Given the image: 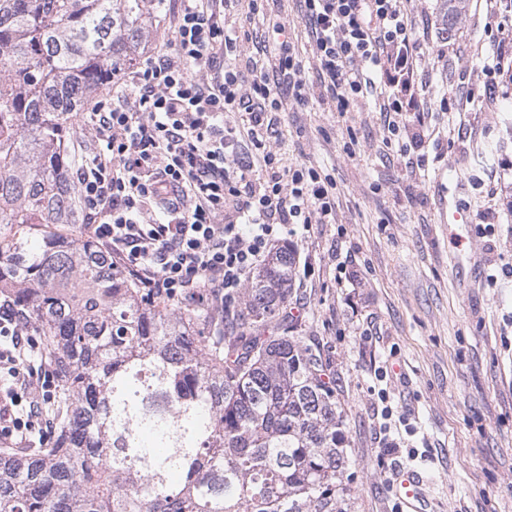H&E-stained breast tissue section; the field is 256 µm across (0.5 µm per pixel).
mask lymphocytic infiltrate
<instances>
[{"label": "lymphocytic infiltrate", "instance_id": "obj_1", "mask_svg": "<svg viewBox=\"0 0 512 512\" xmlns=\"http://www.w3.org/2000/svg\"><path fill=\"white\" fill-rule=\"evenodd\" d=\"M320 82L338 112L387 87L379 110L388 132L403 100L420 108L418 39L400 0H303ZM225 0H180L173 44L117 78L86 113L97 145L76 188L91 224L84 231L137 287L173 300L235 302L256 268L295 225L336 221L334 185L315 167L284 168L267 145L283 99L306 104L304 68L284 25L260 63L228 61L236 40ZM249 115L248 131L226 120ZM249 137L253 152L240 150ZM25 326L0 302V439L45 430L58 382L33 356Z\"/></svg>", "mask_w": 512, "mask_h": 512}]
</instances>
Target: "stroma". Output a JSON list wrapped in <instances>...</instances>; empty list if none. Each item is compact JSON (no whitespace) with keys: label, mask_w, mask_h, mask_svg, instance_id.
<instances>
[{"label":"stroma","mask_w":512,"mask_h":512,"mask_svg":"<svg viewBox=\"0 0 512 512\" xmlns=\"http://www.w3.org/2000/svg\"><path fill=\"white\" fill-rule=\"evenodd\" d=\"M438 4L403 2L421 36L426 105L395 119L429 131L413 169L387 143L374 96L332 111L302 0H266L259 15L250 0L224 6L237 60L278 22L305 67L310 104L283 101L267 141L282 165H312L335 186V223L298 230L288 243L313 265L296 291V332L328 359L336 381L355 472L352 512H406L391 484L401 468L422 473L427 512H512V133L502 123L512 76H498L497 100L440 109L506 20L486 0H468L447 38ZM488 207L486 238L477 224ZM386 406L395 420L384 433Z\"/></svg>","instance_id":"1"}]
</instances>
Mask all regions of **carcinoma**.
<instances>
[{
    "instance_id": "1",
    "label": "carcinoma",
    "mask_w": 512,
    "mask_h": 512,
    "mask_svg": "<svg viewBox=\"0 0 512 512\" xmlns=\"http://www.w3.org/2000/svg\"><path fill=\"white\" fill-rule=\"evenodd\" d=\"M465 0H440L451 35ZM164 0H0V297L59 381L50 430L0 449V512H350L354 472L320 351L282 328L276 249L224 329L149 296L90 238L74 117L144 50Z\"/></svg>"
}]
</instances>
